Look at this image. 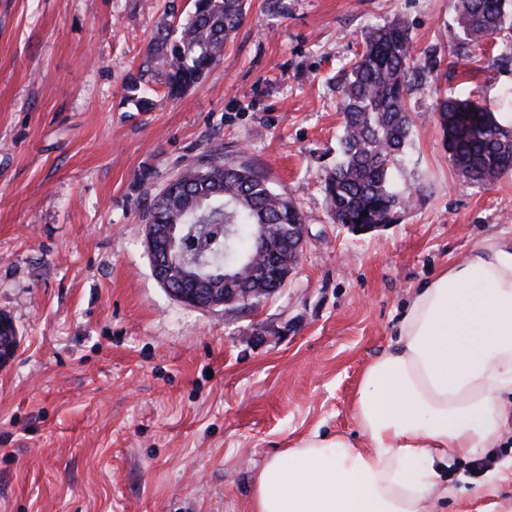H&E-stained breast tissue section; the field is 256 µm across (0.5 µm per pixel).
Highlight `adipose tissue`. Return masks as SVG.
I'll return each instance as SVG.
<instances>
[{
    "instance_id": "1",
    "label": "adipose tissue",
    "mask_w": 512,
    "mask_h": 512,
    "mask_svg": "<svg viewBox=\"0 0 512 512\" xmlns=\"http://www.w3.org/2000/svg\"><path fill=\"white\" fill-rule=\"evenodd\" d=\"M512 396V243L485 240L421 284L365 368L353 417L368 441L311 435L256 475L249 512H434L440 466L499 447Z\"/></svg>"
}]
</instances>
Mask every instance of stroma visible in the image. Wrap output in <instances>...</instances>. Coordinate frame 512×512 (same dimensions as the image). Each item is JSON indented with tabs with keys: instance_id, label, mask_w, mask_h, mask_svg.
Masks as SVG:
<instances>
[{
	"instance_id": "1",
	"label": "stroma",
	"mask_w": 512,
	"mask_h": 512,
	"mask_svg": "<svg viewBox=\"0 0 512 512\" xmlns=\"http://www.w3.org/2000/svg\"><path fill=\"white\" fill-rule=\"evenodd\" d=\"M191 0H0V512H248L260 467L312 433L361 440L352 402L411 293L492 236L512 238V172L489 184L448 158V94L512 99L505 38L465 61L450 0H248L205 81L137 111L125 86L167 14ZM402 20L428 89L409 96L411 195L394 223L333 222L324 180L344 122L338 85L367 30ZM219 145L305 218L283 288L200 310L151 271L145 214ZM454 461L437 512H512V483Z\"/></svg>"
}]
</instances>
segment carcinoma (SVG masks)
Returning a JSON list of instances; mask_svg holds the SVG:
<instances>
[{
  "mask_svg": "<svg viewBox=\"0 0 512 512\" xmlns=\"http://www.w3.org/2000/svg\"><path fill=\"white\" fill-rule=\"evenodd\" d=\"M247 0H194L188 20L164 22L148 44L144 60L127 81L129 99L150 110L156 83L178 99L198 85L224 55V46L242 25ZM462 39L481 46L496 35L512 36V0H453ZM420 67L412 53L407 26L395 21L370 30L362 53L350 62L340 86L344 115L336 167L325 180V193L338 224H391L409 207L410 195L398 189L396 172L411 144L414 122L406 94L420 87ZM448 157L464 177L487 183L512 171V128H504L493 112L473 99L440 101ZM367 216H362V213ZM149 224H180L177 266H199L220 284L224 266L246 273L255 258L256 225H265L275 252L269 265L288 268L292 256L278 241L286 224H302L295 203L274 191L253 166L224 162V153L209 150L205 158L184 168L152 200Z\"/></svg>",
  "mask_w": 512,
  "mask_h": 512,
  "instance_id": "1",
  "label": "carcinoma"
}]
</instances>
